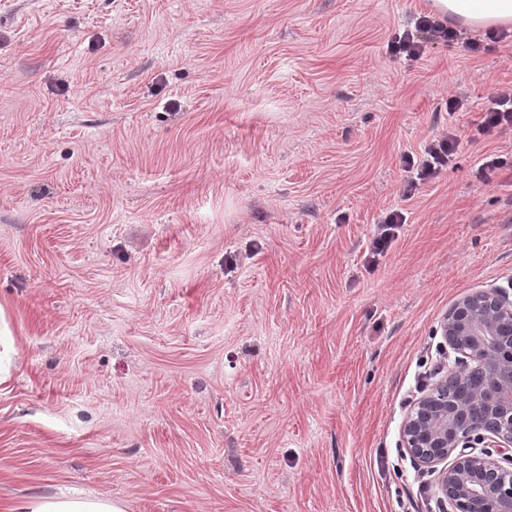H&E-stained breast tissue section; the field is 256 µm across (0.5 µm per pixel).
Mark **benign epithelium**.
Returning a JSON list of instances; mask_svg holds the SVG:
<instances>
[{
    "instance_id": "obj_1",
    "label": "benign epithelium",
    "mask_w": 512,
    "mask_h": 512,
    "mask_svg": "<svg viewBox=\"0 0 512 512\" xmlns=\"http://www.w3.org/2000/svg\"><path fill=\"white\" fill-rule=\"evenodd\" d=\"M441 328L460 358L410 407L404 448L435 475L448 512H512V300L497 288L476 291ZM486 441L501 457L474 452Z\"/></svg>"
}]
</instances>
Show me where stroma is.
Here are the masks:
<instances>
[{"label": "stroma", "instance_id": "35a3bbf8", "mask_svg": "<svg viewBox=\"0 0 512 512\" xmlns=\"http://www.w3.org/2000/svg\"><path fill=\"white\" fill-rule=\"evenodd\" d=\"M431 12L0 0V512H443L400 427L448 310L512 294V27L393 53ZM492 106L487 108L484 126L487 128L499 125L512 126V88L498 90ZM458 145V136L449 131L426 142L419 158L406 160L407 171L413 174L407 182L406 191L415 190L417 185L435 179L448 167ZM405 221L401 211L393 210L387 215L383 224H377L369 248V254H371L368 260L369 265H376L378 257L386 253L396 238L401 224H405ZM10 512H124V509L118 502L105 498L64 496L21 499Z\"/></svg>", "mask_w": 512, "mask_h": 512}]
</instances>
